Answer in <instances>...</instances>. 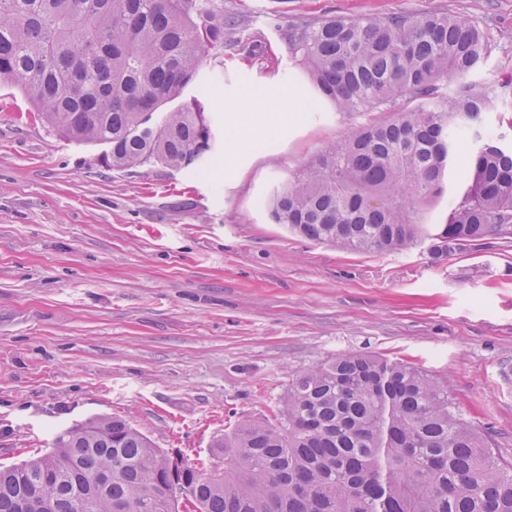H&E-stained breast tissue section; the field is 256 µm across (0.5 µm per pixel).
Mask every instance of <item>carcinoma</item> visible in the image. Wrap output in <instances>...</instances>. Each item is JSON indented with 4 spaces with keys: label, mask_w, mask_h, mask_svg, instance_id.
I'll return each mask as SVG.
<instances>
[{
    "label": "carcinoma",
    "mask_w": 512,
    "mask_h": 512,
    "mask_svg": "<svg viewBox=\"0 0 512 512\" xmlns=\"http://www.w3.org/2000/svg\"><path fill=\"white\" fill-rule=\"evenodd\" d=\"M220 0H0V81L103 167L202 174L214 135L199 100L169 109L224 45ZM289 49L320 99L377 110L270 201L277 224L346 251L512 239V144L478 128L488 34L446 12L307 18ZM453 87H448V83ZM478 142L444 224L417 205L443 194L458 138ZM222 463L173 454L120 417L57 434L50 452L0 466V512H512V463L455 410L448 383L376 355H339L295 376L273 420H237ZM112 472L101 486L96 477ZM189 489L171 498V479Z\"/></svg>",
    "instance_id": "carcinoma-1"
}]
</instances>
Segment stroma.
Listing matches in <instances>:
<instances>
[{
  "label": "stroma",
  "instance_id": "1",
  "mask_svg": "<svg viewBox=\"0 0 512 512\" xmlns=\"http://www.w3.org/2000/svg\"><path fill=\"white\" fill-rule=\"evenodd\" d=\"M445 9L487 29L480 79L512 77V0H224L234 42L204 62L222 143L210 173L109 170L101 145L71 143L0 82V463L51 449L63 429L126 418L156 447L209 458L238 418L267 419L298 372L344 353L414 363L512 461V247L436 259L426 246L351 252L273 223L268 200L377 111L316 99L288 48L309 17ZM297 91L303 112L257 151L232 143L225 98ZM461 141L445 223L466 183Z\"/></svg>",
  "mask_w": 512,
  "mask_h": 512
}]
</instances>
